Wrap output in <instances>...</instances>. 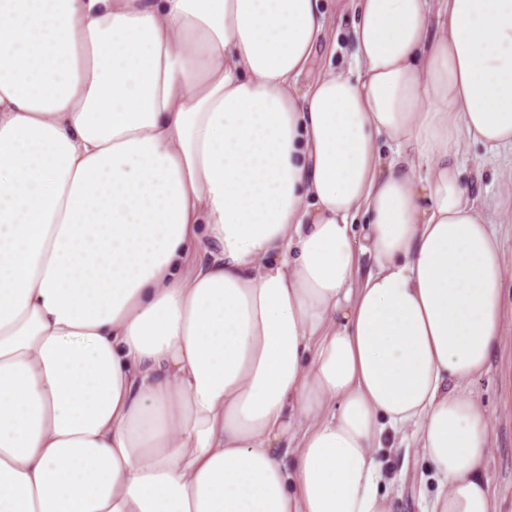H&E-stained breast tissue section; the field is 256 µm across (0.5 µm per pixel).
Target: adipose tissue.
Wrapping results in <instances>:
<instances>
[{
  "label": "adipose tissue",
  "mask_w": 512,
  "mask_h": 512,
  "mask_svg": "<svg viewBox=\"0 0 512 512\" xmlns=\"http://www.w3.org/2000/svg\"><path fill=\"white\" fill-rule=\"evenodd\" d=\"M0 0V512H496L504 334L464 143L512 149V0ZM367 222L354 231L357 216ZM371 266L357 275L359 255ZM322 10L327 31L331 35L336 33V43L330 38L316 47L307 71L297 80L296 89L300 93L305 92L311 81L329 66L348 68L353 65L348 37L354 15L350 1H322ZM395 447L379 455L382 468L394 479L389 490L397 501L399 512H421L425 508L424 498L430 496L436 486L429 478V467L419 448H415L416 442L410 433L403 442L398 437Z\"/></svg>",
  "instance_id": "ef3b65f1"
}]
</instances>
